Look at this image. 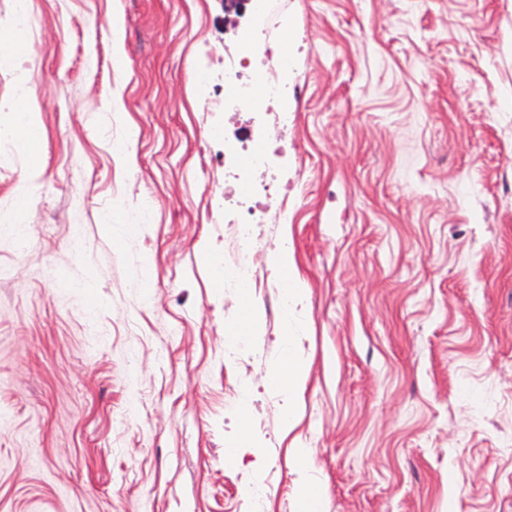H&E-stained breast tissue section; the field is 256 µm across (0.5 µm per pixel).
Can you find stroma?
Returning <instances> with one entry per match:
<instances>
[{
    "mask_svg": "<svg viewBox=\"0 0 512 512\" xmlns=\"http://www.w3.org/2000/svg\"><path fill=\"white\" fill-rule=\"evenodd\" d=\"M292 431L279 289L215 287L220 0H28L0 67V512H512V0H288ZM194 67L216 80L200 88ZM28 208L17 213L19 197ZM256 316L257 334L241 329ZM247 422L261 454L241 447ZM310 451L306 472L292 451ZM13 116L11 123L5 126V131L11 136L12 140L24 152L29 151L28 141L19 131L20 125H24L32 130L37 136L40 134L39 126L34 118L35 107L29 102H18L9 110ZM280 269H288V286L284 292L283 352L281 357L266 372L268 384L275 389L280 400L282 421L285 429L291 431L296 422V406L304 387L305 366L297 354L288 347L289 333L293 331L288 322L294 308L303 302L304 290L292 274V257L288 247H281L275 256ZM324 492L323 490L307 481H303L300 485L297 500V512H323L324 507Z\"/></svg>",
    "mask_w": 512,
    "mask_h": 512,
    "instance_id": "35a3bbf8",
    "label": "stroma"
}]
</instances>
